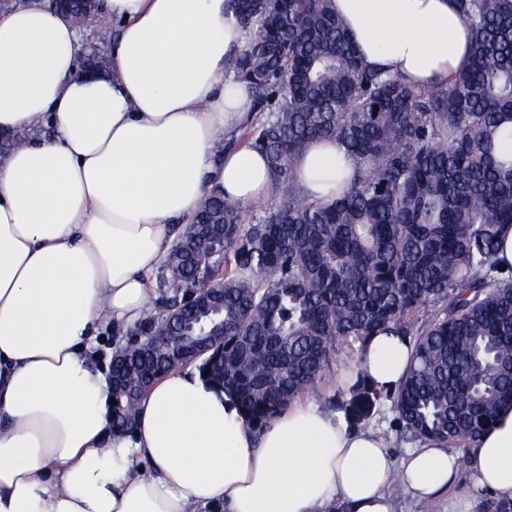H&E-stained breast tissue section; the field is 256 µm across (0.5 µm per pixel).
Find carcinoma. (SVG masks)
I'll list each match as a JSON object with an SVG mask.
<instances>
[{
	"label": "carcinoma",
	"mask_w": 512,
	"mask_h": 512,
	"mask_svg": "<svg viewBox=\"0 0 512 512\" xmlns=\"http://www.w3.org/2000/svg\"><path fill=\"white\" fill-rule=\"evenodd\" d=\"M250 50L232 60L255 95L238 143L271 171L262 214L213 195L158 275L157 297L112 355V373L145 391L196 364L232 395L245 424L265 427L319 382L341 354L391 331L412 358L394 393L362 369L328 403L355 426L390 403L406 436L471 448L512 406V270L494 262L512 225V0H457L471 30L465 68L446 85L413 86L363 63L333 0H234ZM88 29L86 61L109 64L111 32L96 0H45ZM332 139L359 160L350 188L324 203L301 194L294 161ZM203 306L171 340L162 318L184 292ZM157 340L142 349L146 338ZM112 427L135 404L112 391Z\"/></svg>",
	"instance_id": "obj_1"
}]
</instances>
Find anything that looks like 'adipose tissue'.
<instances>
[{"label":"adipose tissue","instance_id":"obj_1","mask_svg":"<svg viewBox=\"0 0 512 512\" xmlns=\"http://www.w3.org/2000/svg\"><path fill=\"white\" fill-rule=\"evenodd\" d=\"M363 61L417 86L465 64L456 0H333ZM112 71L76 78L81 35L31 0L0 11V132L31 139L0 161V512H393L402 482L429 498L459 455L421 440L396 456L374 426L312 398L259 431L198 369H175L112 428L110 348L137 322L176 231L218 192L248 205L269 182L252 147L217 153L254 97L231 0H101ZM307 197H334L354 162L318 141L295 164ZM411 349L375 336L362 368L398 386ZM476 491L512 500V407L470 451Z\"/></svg>","mask_w":512,"mask_h":512}]
</instances>
